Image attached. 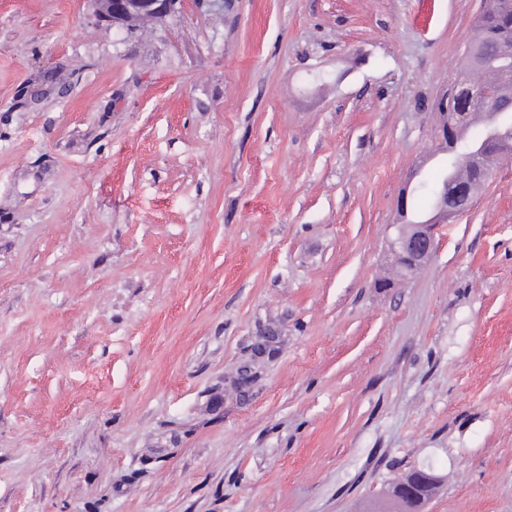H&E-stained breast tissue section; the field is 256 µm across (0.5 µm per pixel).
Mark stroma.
I'll use <instances>...</instances> for the list:
<instances>
[{
	"label": "stroma",
	"instance_id": "stroma-1",
	"mask_svg": "<svg viewBox=\"0 0 512 512\" xmlns=\"http://www.w3.org/2000/svg\"><path fill=\"white\" fill-rule=\"evenodd\" d=\"M481 7L0 0V512H512V162L390 252ZM179 0H97L96 17L101 22L115 24L127 16L141 21L164 18L175 12ZM434 222L400 224L392 252L401 277L409 278L427 262L437 248ZM414 472L407 473L406 476L410 477ZM406 476L401 477L394 481L390 485V493L395 495L396 501L398 503V511L399 512H424L425 508L428 504L427 499H431L434 494H436L439 486H440V478L441 476L436 474L434 481L435 483L429 484L425 488V496L424 497L420 492V482L416 479V477L407 478Z\"/></svg>",
	"mask_w": 512,
	"mask_h": 512
}]
</instances>
